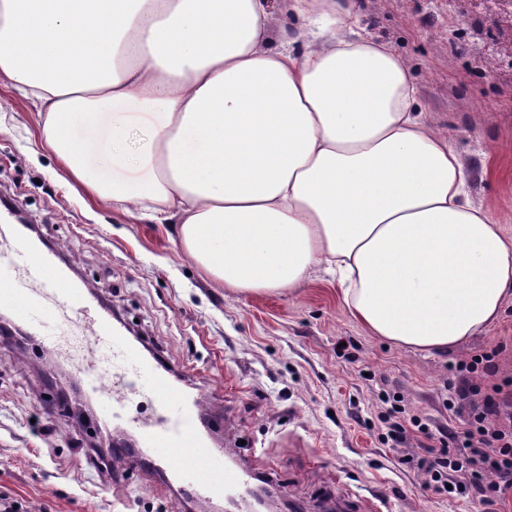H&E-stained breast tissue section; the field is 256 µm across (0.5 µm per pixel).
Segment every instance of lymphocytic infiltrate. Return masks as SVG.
<instances>
[{"instance_id":"f902f5d3","label":"lymphocytic infiltrate","mask_w":512,"mask_h":512,"mask_svg":"<svg viewBox=\"0 0 512 512\" xmlns=\"http://www.w3.org/2000/svg\"><path fill=\"white\" fill-rule=\"evenodd\" d=\"M498 354L479 350L448 365L444 385L452 394L444 404L458 424L438 445H429L427 423L403 395H378L379 438L398 447L399 463L417 470L435 497L476 492L483 512H495L512 497V381H494Z\"/></svg>"}]
</instances>
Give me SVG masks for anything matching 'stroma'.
I'll return each instance as SVG.
<instances>
[{"instance_id":"1","label":"stroma","mask_w":512,"mask_h":512,"mask_svg":"<svg viewBox=\"0 0 512 512\" xmlns=\"http://www.w3.org/2000/svg\"><path fill=\"white\" fill-rule=\"evenodd\" d=\"M363 36L409 63L421 103L469 174L472 201L512 232V37L497 0H351ZM497 69H490L491 60ZM39 143L34 101L0 80V194L38 224L48 248L94 305L135 329L188 394L211 398L212 435L300 512H476L440 499L378 440L376 393L401 392L432 433L454 418L443 404L448 363L503 346L497 378H512V294L481 335L444 354L371 335L339 286L242 295L183 252L177 224L89 197ZM56 355L0 339V494L24 512H184L177 485L112 462L48 409Z\"/></svg>"}]
</instances>
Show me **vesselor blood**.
I'll return each instance as SVG.
<instances>
[{
  "label": "vessel or blood",
  "instance_id": "obj_1",
  "mask_svg": "<svg viewBox=\"0 0 512 512\" xmlns=\"http://www.w3.org/2000/svg\"><path fill=\"white\" fill-rule=\"evenodd\" d=\"M55 257V252L37 251L10 213L0 211V309L62 353L67 350L65 337L88 331L93 360L70 363L63 370L81 374L87 393L97 401L96 428L110 430L132 396L146 392L154 401L155 419L139 424L137 447L118 448L105 439L99 453L133 468L169 473L185 500L214 501L245 487L248 471L227 466L221 443L204 436L195 423L205 412L202 396L187 397L159 363L128 344L111 314L96 309L83 289L66 280Z\"/></svg>",
  "mask_w": 512,
  "mask_h": 512
}]
</instances>
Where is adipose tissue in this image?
Segmentation results:
<instances>
[{"mask_svg":"<svg viewBox=\"0 0 512 512\" xmlns=\"http://www.w3.org/2000/svg\"><path fill=\"white\" fill-rule=\"evenodd\" d=\"M284 10L310 37L271 47ZM343 0H0V77L45 148L118 209L179 219L242 294L337 278L348 314L445 353L512 291V234L474 205L406 60Z\"/></svg>","mask_w":512,"mask_h":512,"instance_id":"ef3b65f1","label":"adipose tissue"}]
</instances>
